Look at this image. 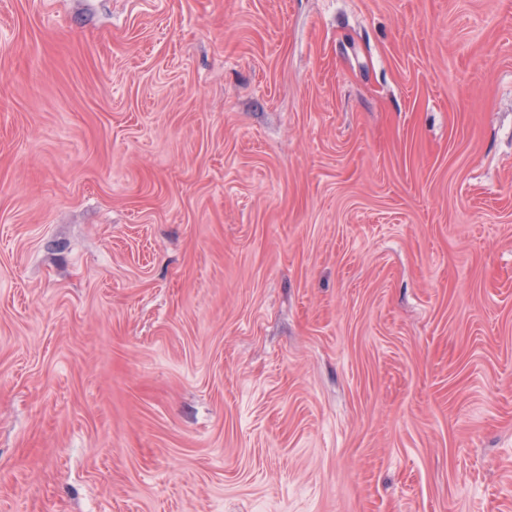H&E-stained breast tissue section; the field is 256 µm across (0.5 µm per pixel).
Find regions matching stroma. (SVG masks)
I'll list each match as a JSON object with an SVG mask.
<instances>
[{
    "instance_id": "1",
    "label": "stroma",
    "mask_w": 512,
    "mask_h": 512,
    "mask_svg": "<svg viewBox=\"0 0 512 512\" xmlns=\"http://www.w3.org/2000/svg\"><path fill=\"white\" fill-rule=\"evenodd\" d=\"M0 512H512V0H0Z\"/></svg>"
}]
</instances>
